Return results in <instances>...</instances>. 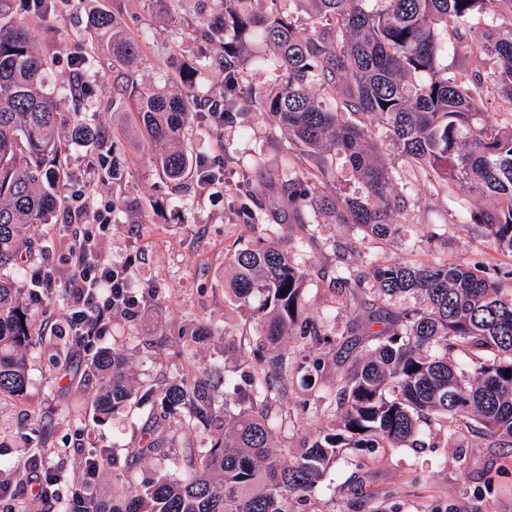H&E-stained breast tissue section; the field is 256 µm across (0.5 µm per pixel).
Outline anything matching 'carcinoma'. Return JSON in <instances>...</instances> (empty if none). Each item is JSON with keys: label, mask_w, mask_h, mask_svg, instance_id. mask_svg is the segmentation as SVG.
Segmentation results:
<instances>
[{"label": "carcinoma", "mask_w": 512, "mask_h": 512, "mask_svg": "<svg viewBox=\"0 0 512 512\" xmlns=\"http://www.w3.org/2000/svg\"><path fill=\"white\" fill-rule=\"evenodd\" d=\"M102 2L88 9L69 62L81 73L101 62L112 66V111L130 116L174 191L224 180L226 167L195 153L180 133L192 119L208 126L233 122L241 62L257 35L284 76L275 88L251 87L246 95L278 128L267 147L283 154L280 191L296 223H309L312 212L385 244L401 240V218L416 200L397 187L386 147L372 136L373 127L382 126L415 179L438 188L451 183L475 200L449 213V223L483 228L493 248L512 257V113L504 124L479 120L493 98L512 106V0H288L286 11L278 0L265 10L254 7L256 0H149L175 33L212 46L203 68L217 82L204 91L195 82V63L185 60L171 65L162 85L134 80L131 71L145 55L143 37L125 22L124 0L110 7ZM35 25L14 0H0V269L19 267L32 230L59 211L70 145L105 138L79 113L60 111L62 99L84 106L93 88L53 83L60 58L36 42ZM450 53L468 63L465 73L449 72ZM212 100L224 119L209 108ZM338 156L365 193L326 191ZM109 158L107 170L123 178L117 147ZM244 197L233 207L253 226L264 224L257 196L247 190ZM302 248L300 240L285 248L270 239L228 259L225 287L246 314V332L237 342L224 340V348L238 352L246 388L213 368L136 389L121 354H97L94 368L103 381L96 414L102 418L136 399L149 441L128 449V456L172 465L182 475L137 487L115 483L116 508L96 490L94 475L107 454L101 449L84 462L82 512H294L291 502L312 492L348 448L423 447L436 431L448 447L463 426L496 448L512 449V377H506L512 268L483 260L423 261L411 247L397 258H366L355 243L334 241V263L318 269L319 279L345 304H369L371 311L333 331L304 313L309 265ZM407 296L414 305L393 307ZM34 316L13 282L0 276V394L24 393ZM287 336L331 351L354 336L368 337L322 396L335 419L304 442L290 464L274 446L281 401L295 381L324 371L325 359L306 362L308 356L288 351ZM217 337L215 328L201 324L185 336L181 355L189 358L201 341ZM218 382L224 383L222 401ZM173 421L217 438L208 448L174 456L168 448Z\"/></svg>", "instance_id": "carcinoma-1"}]
</instances>
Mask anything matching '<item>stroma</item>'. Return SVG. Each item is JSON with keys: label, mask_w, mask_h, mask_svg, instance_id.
Wrapping results in <instances>:
<instances>
[{"label": "stroma", "mask_w": 512, "mask_h": 512, "mask_svg": "<svg viewBox=\"0 0 512 512\" xmlns=\"http://www.w3.org/2000/svg\"><path fill=\"white\" fill-rule=\"evenodd\" d=\"M122 12L147 40L146 55L135 73L139 82H164L171 61L195 52L194 43L167 37L146 0H124ZM85 20L84 10L75 6L65 17L48 18L34 28L33 35L56 52L73 45L74 34ZM89 80L95 95L84 118L111 131L123 122L122 114L112 109L111 67L96 66ZM272 129L270 115L245 102L235 121L224 127L187 125L185 142L210 162L228 167L224 183L208 189L194 187L187 203L173 194L156 171L143 141L131 132L117 140L126 159V176L119 186L106 175L98 177L99 193L113 204L112 224L99 238L113 267L128 268L142 315L134 321L113 316L106 336L78 344L64 332L66 288L61 284L55 288L25 350V392L19 397L0 396V456L13 462L12 467L0 470V480L15 481L18 512H63L72 484L81 477L88 447L115 451L113 463L105 464L100 474L98 490L103 497H111L115 476L144 483L156 474L154 463L127 455L128 447L142 435L140 410L131 405L102 421L93 419L99 381L92 362L98 351L121 352L137 388L213 365L236 370L238 359L225 352L224 341L240 336L245 318L224 294V265L236 249L256 242L261 235L260 230L244 224L231 204L239 192V174L251 167L254 158H261L262 168L250 188L265 203L271 238L283 243L305 238L306 262L325 263L332 259L324 248L326 242L355 236L351 225L327 224L314 216L310 222L315 233L309 240L304 227L289 220L288 203L277 189L283 158L264 147ZM390 163L398 184L411 188L417 200L405 235L418 258L506 263V256L495 251L480 231L449 224V210L466 203L458 187L435 191L416 181L401 158L391 157ZM133 251L138 262L129 268L125 262ZM304 308L340 327L354 316L353 309L343 305L314 274L306 283ZM189 323L220 327L226 337L199 346L192 360H184L178 335ZM152 332L166 333L167 344L147 347L145 340ZM329 384L330 374L325 371L313 385L295 383L283 399L275 441L285 450L286 462H293L299 445L316 437L329 419L330 412L321 401ZM36 430L42 435L41 451L52 459L60 478L46 500L20 482L14 468L28 455ZM370 507L375 512H512V452L489 447L482 436L464 431L452 448H365L346 453L329 468L300 512H366Z\"/></svg>", "instance_id": "stroma-1"}]
</instances>
